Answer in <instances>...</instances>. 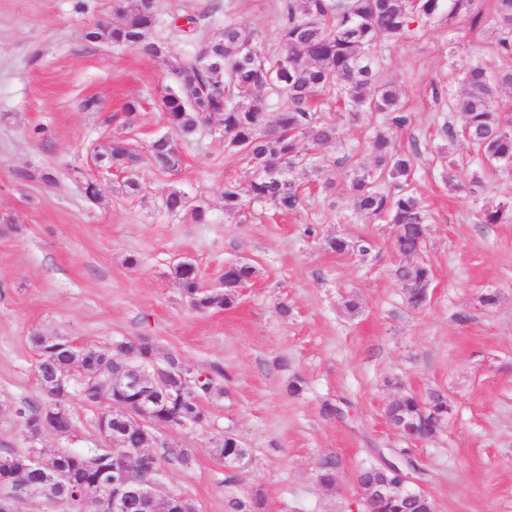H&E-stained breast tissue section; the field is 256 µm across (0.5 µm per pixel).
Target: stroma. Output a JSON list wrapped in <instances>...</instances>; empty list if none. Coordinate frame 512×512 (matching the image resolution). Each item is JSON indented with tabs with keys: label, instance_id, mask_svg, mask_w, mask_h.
Masks as SVG:
<instances>
[{
	"label": "stroma",
	"instance_id": "obj_1",
	"mask_svg": "<svg viewBox=\"0 0 512 512\" xmlns=\"http://www.w3.org/2000/svg\"><path fill=\"white\" fill-rule=\"evenodd\" d=\"M281 3L221 0L211 15L209 0H158L149 38L165 54L148 57L83 40L84 29L118 22L114 0H0V454L26 450L22 411L48 400L35 377L33 336L88 346L149 336L159 357L178 354L217 387L202 400L207 424L155 430L151 447L163 458L162 491L189 498L198 512H227L232 489L261 494L265 512H366L359 471L404 456L418 466L410 487L429 496L434 512H512V223L480 221L483 208L512 203V171L485 170L472 146L443 135L444 125L460 122L468 66L495 73L512 63L498 48L495 0H478L485 21L463 42L434 19L380 57V75L395 83L409 117L396 145L415 153L411 187L432 216L419 255L433 271L423 308L407 306L392 275L400 258L391 225L357 214L345 183L312 189L295 215L257 205L229 218L225 177L245 188L253 172L225 163L216 125L182 144L179 170L144 172L135 195L126 172L97 158L113 139L142 151L165 134L169 60L194 55L225 15L258 29L273 52ZM186 14L202 16L200 32L175 30L174 16ZM131 100L140 107L129 125L121 112ZM326 115L344 151L370 162L368 142L385 130L384 114L354 120L336 107ZM39 126L44 134L34 135ZM452 163L464 188L448 184ZM22 170L52 173L55 182L20 179ZM86 178L97 182L98 201L85 198ZM176 190L207 208L208 223L166 210ZM328 237L369 251H326ZM132 256L137 266L128 265ZM186 257L205 291L232 262L251 263L255 275L233 308L200 315L173 274ZM488 291L500 295L491 309L479 302ZM351 296L354 315L344 307ZM295 377L303 389L291 396ZM404 391L444 393L446 429L426 442L397 433L385 409ZM64 405L76 438L44 435V456L101 447L95 408L75 397ZM228 429L249 451L234 470L215 451ZM167 444L187 449L190 464L165 460ZM327 460L336 464L330 489L317 480Z\"/></svg>",
	"mask_w": 512,
	"mask_h": 512
}]
</instances>
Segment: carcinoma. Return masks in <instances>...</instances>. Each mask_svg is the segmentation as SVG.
Returning <instances> with one entry per match:
<instances>
[{
  "instance_id": "1",
  "label": "carcinoma",
  "mask_w": 512,
  "mask_h": 512,
  "mask_svg": "<svg viewBox=\"0 0 512 512\" xmlns=\"http://www.w3.org/2000/svg\"><path fill=\"white\" fill-rule=\"evenodd\" d=\"M476 0H284L276 27L279 52L268 55L260 47L257 31L224 15V29L216 37L204 38L202 46L191 58L174 59L169 70L174 88L162 99L164 119L173 136L153 141L146 154L139 153L127 141L114 139L104 146L101 156L130 173L126 186L140 189L136 171L147 165L157 171H175L182 163L180 144L193 138L198 127L214 120L224 134V157L251 165L254 177L248 191L239 183L224 179V214L235 216L249 206L269 204L282 213L297 211L302 204L304 181L315 174L327 173L323 188L335 185L341 176L350 190L355 211L369 219H384L400 225L395 248L403 254H416L425 240L429 214L420 199L408 190L414 166V155L394 146L393 133L378 131L369 142L373 162L366 165L350 153L341 151L336 123L316 112L318 103L329 99L343 101L354 119L365 112H384L392 128H401L407 117L399 114L400 101L392 83L379 81L377 46L397 40L412 30V25L437 17L451 22L460 15L470 19L469 29L483 23L482 12L475 9ZM115 13L120 22L98 23L83 33V39L94 42L106 39L115 45L133 47L141 54L160 57L164 47L145 39L158 20L156 0H117ZM496 21L502 29L498 40L501 53L512 56V0H496ZM464 92L456 104L460 129L448 126L444 134L448 142L458 136L467 138L483 153L488 165L512 164V121L506 122L493 109L497 90L512 87V70L504 69L496 76L479 63L471 64L464 74ZM284 100V107L272 122L267 120L268 96ZM165 206L172 213L190 212L197 224H205L207 209L193 203L184 192L170 193ZM484 224L512 223V205L484 209ZM328 250L349 253L367 247L344 238L326 240ZM255 268L248 262H235L224 269V287L212 292L200 291L197 271H178L176 279L189 307L200 314L233 306L237 288L252 279ZM394 276L409 283L404 300L412 309L422 307L423 288L432 281L431 268L418 262L411 267L398 266ZM54 341L37 335L33 344L38 353V366L51 370L68 368L69 360ZM136 353L155 355L156 345L148 336L126 340ZM126 360L115 350H95L87 358V368L96 371L112 368L117 374ZM212 379L191 380L189 392L178 402L161 400L163 412L194 415L202 397L213 392ZM83 402L104 412L110 407L112 391L101 379L84 389ZM448 400L433 392L426 407L413 393L390 402L386 412L396 421H406L422 432L435 417L448 415ZM114 434L125 447L140 448L138 432L128 427L121 417L112 421ZM217 452L231 462L243 459L247 451L233 432L220 434ZM112 465V457L94 448L82 453L52 456L48 466L62 476L57 484L61 498L78 501L76 492L88 485L99 470ZM396 475L385 467H371L360 475V487L391 484ZM401 493L388 499H377L374 512H430L427 499L421 497L415 508ZM228 512H265L264 500L258 494L227 498Z\"/></svg>"
}]
</instances>
